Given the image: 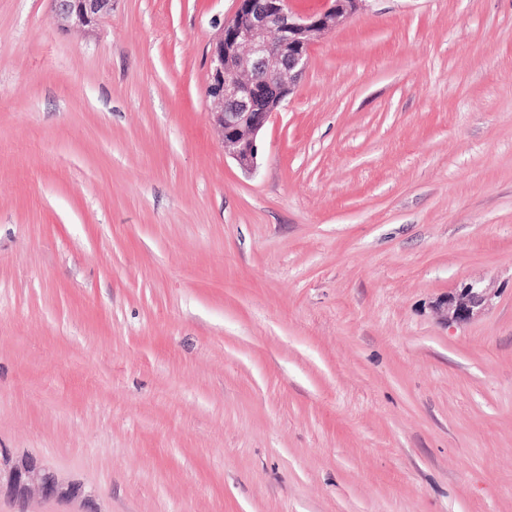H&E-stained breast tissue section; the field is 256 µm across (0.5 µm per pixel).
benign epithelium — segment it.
I'll return each mask as SVG.
<instances>
[{
	"label": "benign epithelium",
	"instance_id": "1",
	"mask_svg": "<svg viewBox=\"0 0 512 512\" xmlns=\"http://www.w3.org/2000/svg\"><path fill=\"white\" fill-rule=\"evenodd\" d=\"M51 2L63 19L83 29L93 28L112 9V0ZM360 2L332 0L322 13L302 14L292 9L290 0H236L233 18L210 49L206 95L224 150L243 170L254 169L259 133L306 69L309 43L353 14ZM491 296L488 288L464 283L443 305L450 319L461 323L481 312ZM33 486L48 498L82 493L75 484L60 483L38 460L1 451L0 493L22 502Z\"/></svg>",
	"mask_w": 512,
	"mask_h": 512
}]
</instances>
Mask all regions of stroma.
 <instances>
[{
	"instance_id": "obj_1",
	"label": "stroma",
	"mask_w": 512,
	"mask_h": 512,
	"mask_svg": "<svg viewBox=\"0 0 512 512\" xmlns=\"http://www.w3.org/2000/svg\"><path fill=\"white\" fill-rule=\"evenodd\" d=\"M235 7L0 0V448L84 490L0 512H512V0H363L250 172ZM58 14L78 28L92 29L108 11L112 0H51ZM490 288L477 283H464L454 294L442 302L446 306L450 319L455 322H466L477 315L491 299Z\"/></svg>"
}]
</instances>
